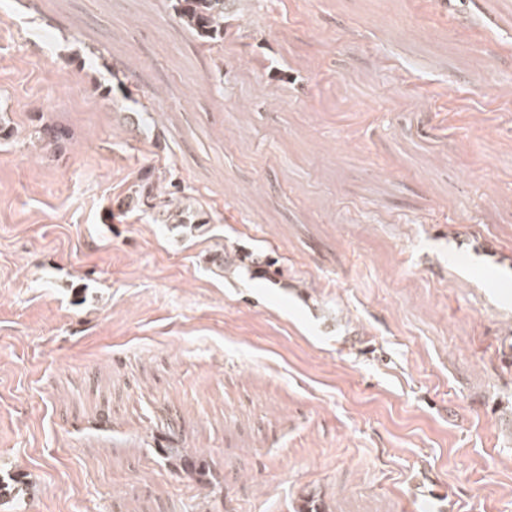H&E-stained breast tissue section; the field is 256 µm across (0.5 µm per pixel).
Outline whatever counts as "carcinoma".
<instances>
[{"label":"carcinoma","instance_id":"1","mask_svg":"<svg viewBox=\"0 0 512 512\" xmlns=\"http://www.w3.org/2000/svg\"><path fill=\"white\" fill-rule=\"evenodd\" d=\"M176 23L192 33L200 45L208 48L224 46V38L236 34L230 20L240 12V6L249 0H171ZM66 133L58 128L44 127L37 131V139L43 144H57L65 139ZM173 191L169 197L157 199L151 181H146L132 192V199L142 211L152 215L154 221L163 224H208L210 218L203 210H193L191 205L179 196L181 189L171 184ZM165 458L176 462L184 471L204 475V467L182 448H162ZM24 478L11 474L0 478V505L11 503L20 505Z\"/></svg>","mask_w":512,"mask_h":512}]
</instances>
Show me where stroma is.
Masks as SVG:
<instances>
[{
  "label": "stroma",
  "instance_id": "1",
  "mask_svg": "<svg viewBox=\"0 0 512 512\" xmlns=\"http://www.w3.org/2000/svg\"><path fill=\"white\" fill-rule=\"evenodd\" d=\"M238 25L207 52L170 0H0L20 512H512V0ZM149 170L211 223L130 205ZM159 451L164 455L166 459L176 462L184 471L191 474L197 473L200 476H204V467H200V463L196 460V457L188 455L182 448H158Z\"/></svg>",
  "mask_w": 512,
  "mask_h": 512
}]
</instances>
